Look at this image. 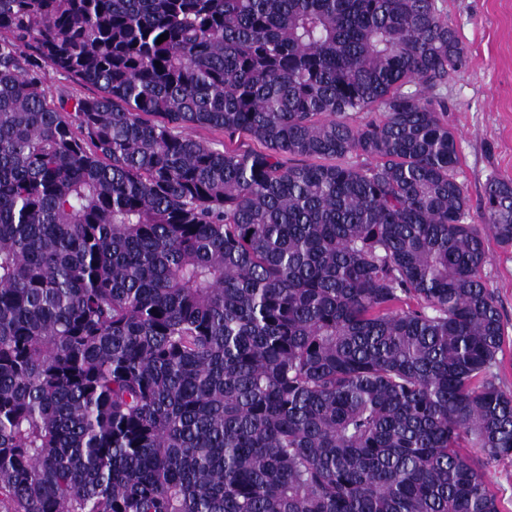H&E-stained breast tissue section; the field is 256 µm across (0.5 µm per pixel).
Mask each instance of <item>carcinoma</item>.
<instances>
[{
  "label": "carcinoma",
  "instance_id": "cac0c4a2",
  "mask_svg": "<svg viewBox=\"0 0 512 512\" xmlns=\"http://www.w3.org/2000/svg\"><path fill=\"white\" fill-rule=\"evenodd\" d=\"M464 63L437 0H0V512H500Z\"/></svg>",
  "mask_w": 512,
  "mask_h": 512
}]
</instances>
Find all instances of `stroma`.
I'll list each match as a JSON object with an SVG mask.
<instances>
[{"mask_svg":"<svg viewBox=\"0 0 512 512\" xmlns=\"http://www.w3.org/2000/svg\"><path fill=\"white\" fill-rule=\"evenodd\" d=\"M437 5L453 24L466 63L431 95L446 101L445 117L458 132V180L476 223L489 179L512 178V0H437ZM486 249L483 277L495 292L505 326L497 381L512 392V249L491 237Z\"/></svg>","mask_w":512,"mask_h":512,"instance_id":"obj_1","label":"stroma"}]
</instances>
